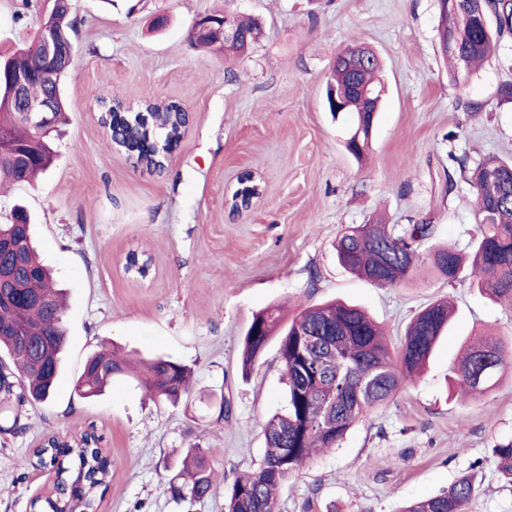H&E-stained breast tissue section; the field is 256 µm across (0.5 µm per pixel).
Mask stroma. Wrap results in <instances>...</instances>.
<instances>
[{
    "mask_svg": "<svg viewBox=\"0 0 512 512\" xmlns=\"http://www.w3.org/2000/svg\"><path fill=\"white\" fill-rule=\"evenodd\" d=\"M227 6L263 27L240 57L190 40L195 19ZM42 10L41 0H0V51L27 43ZM159 14L168 24L155 31ZM75 16L55 160L38 182L0 189L1 222L17 204L34 218L38 249L67 292L68 330L55 395L0 409V512H34L51 489L53 470L28 463L34 448L87 431L112 459L98 512H225L227 487L257 468L264 425L286 404L277 343L242 366L256 313L279 305L289 317L340 299L366 309L396 345L415 314L447 297L455 319L424 373L307 461L277 509L401 512L471 475L478 490L468 512H512V485L492 456L512 440V369L478 401L448 392V367L466 342L512 341V309L425 271L374 286L333 249L347 225L424 219L433 243L475 250V196L458 160L512 156V99L501 94L512 85V33L455 81L440 48L439 0H75ZM355 44L377 54L385 87L360 160L344 147L352 114L334 120L325 100L337 55ZM109 94L187 110L163 172L114 150L97 122L96 98ZM247 172L261 194L238 212L231 197ZM132 251L150 259L148 278L125 272ZM107 342L186 365L191 394L157 403L121 377L80 398L73 383ZM194 444L215 451L216 486L201 505L168 490Z\"/></svg>",
    "mask_w": 512,
    "mask_h": 512,
    "instance_id": "stroma-1",
    "label": "stroma"
}]
</instances>
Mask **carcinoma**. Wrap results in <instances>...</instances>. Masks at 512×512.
I'll list each match as a JSON object with an SVG mask.
<instances>
[{"label":"carcinoma","instance_id":"carcinoma-1","mask_svg":"<svg viewBox=\"0 0 512 512\" xmlns=\"http://www.w3.org/2000/svg\"><path fill=\"white\" fill-rule=\"evenodd\" d=\"M506 0H457L441 5V49L451 61L454 79L468 73L493 50V33L512 29V16H504L496 31H483L474 14L485 19L498 13ZM76 34L73 11L59 7L46 11L34 40L8 56L0 55V130L11 140L0 144V185L26 184L53 162L50 133L31 127L7 92L12 76L44 70L39 54L43 35ZM380 69L377 55L354 70L343 55L336 56L333 70L338 93L349 112L363 103L354 86L377 87ZM64 61L49 66V76L30 80L27 93L53 97L51 119L58 124L66 110ZM99 121L119 129L114 146L152 171L165 161L183 138L186 110L177 101L146 103L129 110L114 96L103 105ZM512 169L511 158L487 156L472 168L469 184L475 192L476 223L480 238L472 258L448 245H427L434 225L355 224L336 236L338 263L347 271L382 288H394L414 277L421 268L434 270L448 285L472 278L477 288L496 303L512 305V181L502 176ZM0 239L20 260L22 289L16 299H0V355L17 371V385H0V391L16 394V400L45 402L57 388L62 357L67 347L61 292L50 287V271L37 253L31 235V216L17 205L9 222L0 224ZM453 307L443 299L427 306L412 319L403 340L392 347L378 323L363 309L344 301L309 306L283 322L279 308L254 315L246 332L242 364L248 369L268 343L278 341L284 368L286 408L265 424L266 447L259 467L237 476L227 491V512H276L279 487L294 475L311 454L332 449L350 428L371 410L391 402L408 381L424 369L440 337L451 322ZM312 335L314 347H302L301 336ZM512 360V346L492 337L465 344L462 356L449 368L452 395L483 396L500 381ZM128 373L125 359L109 345L89 356L73 389L82 398L102 394L112 380ZM191 372L175 361L155 357L144 363L136 376L138 385L155 401L175 405L189 392ZM19 392H14V389ZM101 437L86 432L72 441L47 440L33 453L55 467L58 492L45 497L40 512H63L71 497L81 507L95 508L96 492L110 475ZM210 448L192 446L182 468L169 482L173 498L203 503L213 492L215 476L207 461ZM496 470L512 484V440L493 448ZM473 478L457 480L447 490L417 501L403 512H467L476 494Z\"/></svg>","mask_w":512,"mask_h":512}]
</instances>
